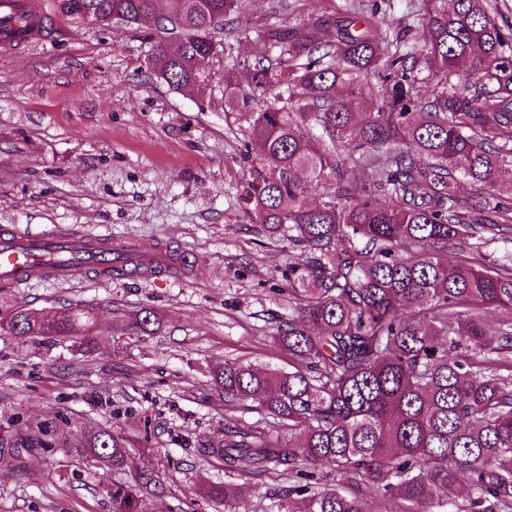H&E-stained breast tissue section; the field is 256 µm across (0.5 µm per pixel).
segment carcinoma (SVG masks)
Wrapping results in <instances>:
<instances>
[{
  "mask_svg": "<svg viewBox=\"0 0 512 512\" xmlns=\"http://www.w3.org/2000/svg\"><path fill=\"white\" fill-rule=\"evenodd\" d=\"M55 2L77 23L87 14L125 27L155 20L180 45L152 44L153 73L201 93L214 43L235 31L242 0ZM450 2L425 0L429 38L420 50L408 47V28L393 32L343 11L331 23L257 29L277 56L236 61L224 74L229 105L250 108L248 221L304 259L288 272L295 308L274 336L294 369L233 360L212 374L225 405L248 403L288 436L229 420L197 452L229 476L282 465L310 479L269 495L267 512H370L352 491L316 486L322 464L383 502L401 501L403 512H512V251H483L512 242V183L498 184L512 167V28L497 24L496 0ZM241 67L242 96L233 75ZM373 78L382 97L358 112ZM352 167L363 174L359 184L347 177ZM319 185L323 198L310 206L308 188ZM450 246L463 256L450 259ZM488 308L503 314L494 329ZM158 324L143 308L131 330L148 335ZM92 325L80 305L21 308L0 332L80 335L79 350L88 351ZM132 447L106 430L77 444L103 462L112 512H147L146 498L158 493L148 473L112 479ZM203 495L224 502V512H249L230 480Z\"/></svg>",
  "mask_w": 512,
  "mask_h": 512,
  "instance_id": "cac0c4a2",
  "label": "carcinoma"
}]
</instances>
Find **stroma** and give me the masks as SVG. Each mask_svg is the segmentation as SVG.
Segmentation results:
<instances>
[{
  "label": "stroma",
  "mask_w": 512,
  "mask_h": 512,
  "mask_svg": "<svg viewBox=\"0 0 512 512\" xmlns=\"http://www.w3.org/2000/svg\"><path fill=\"white\" fill-rule=\"evenodd\" d=\"M349 2L409 27L412 45L427 39L422 0H244L203 94L152 76L150 22L99 28L56 13L51 44L0 51V226L163 244L191 263L183 275L0 285V313L80 304L94 315L89 353L0 335V512H112L97 461L73 448L101 429L141 438L119 478L160 480L148 512H224L201 492L224 468L195 447L226 420L268 421L226 407L210 372L227 359L291 369L271 337L294 306L286 275L299 263L242 212L250 117L226 111L224 67L268 54L255 31L273 19L332 20ZM143 308L159 327L125 331Z\"/></svg>",
  "instance_id": "1"
}]
</instances>
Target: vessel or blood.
Returning <instances> with one entry per match:
<instances>
[{"mask_svg":"<svg viewBox=\"0 0 512 512\" xmlns=\"http://www.w3.org/2000/svg\"><path fill=\"white\" fill-rule=\"evenodd\" d=\"M40 14L39 0H0V47L19 51L49 41L40 24L18 23L21 12ZM180 254L138 241L116 243L67 229L49 233L0 232V284L19 285L32 280L68 281L89 271L102 274L118 269L140 278L153 270H176Z\"/></svg>","mask_w":512,"mask_h":512,"instance_id":"1","label":"vessel or blood"}]
</instances>
